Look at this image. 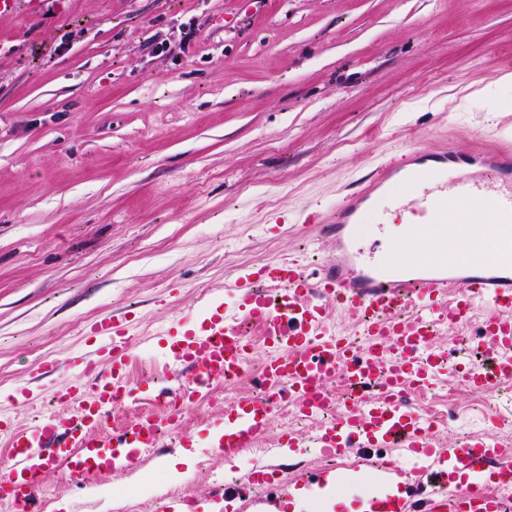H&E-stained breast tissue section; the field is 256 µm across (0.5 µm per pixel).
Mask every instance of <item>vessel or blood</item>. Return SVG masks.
Listing matches in <instances>:
<instances>
[{"instance_id":"b4317fda","label":"vessel or blood","mask_w":512,"mask_h":512,"mask_svg":"<svg viewBox=\"0 0 512 512\" xmlns=\"http://www.w3.org/2000/svg\"><path fill=\"white\" fill-rule=\"evenodd\" d=\"M451 199L472 206L489 235L512 233V141L472 154L444 147L417 155L407 169L381 164L344 196L335 216L314 218L335 238V260L311 269L281 257L246 268L216 290L203 317L180 314L138 338L127 316L97 319L84 349L63 364L69 377L52 391L54 408L24 425L0 417L8 446L0 502L11 512H39L53 464L87 487L136 470L162 448L185 404L212 402L220 381L241 378L252 351L248 322L262 336L261 393L225 402L221 421H196L205 448L234 463L259 447L283 409L315 428L308 438L279 435L244 481L216 482L212 496L233 501L264 490L283 499L295 483L322 487L353 450L367 459L376 449L380 489L356 493L362 512H512V450L495 434L512 428V415L490 417L489 433L450 445L412 401L450 380L473 394L512 384V251L494 260L476 253L452 267L392 254L369 263L356 248V225L384 231L393 208L410 221L443 224ZM479 303L487 312L471 347L488 362L456 365L437 337L469 325ZM135 342L161 355L168 385L149 411L115 427L113 407L140 403L128 374ZM310 440L325 465L286 474L288 459ZM404 456L420 458L422 467L399 469Z\"/></svg>"}]
</instances>
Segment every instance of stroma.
Instances as JSON below:
<instances>
[{
    "instance_id": "1",
    "label": "stroma",
    "mask_w": 512,
    "mask_h": 512,
    "mask_svg": "<svg viewBox=\"0 0 512 512\" xmlns=\"http://www.w3.org/2000/svg\"><path fill=\"white\" fill-rule=\"evenodd\" d=\"M196 36L181 47V23ZM166 44V53L155 50ZM512 0H43L0 17V375L52 408L65 360L112 313L157 325L246 267L335 256L306 220L373 168L512 139ZM512 390L428 393L462 441ZM179 450L141 466L133 494L51 470L45 512H158V491L207 499L223 458Z\"/></svg>"
}]
</instances>
